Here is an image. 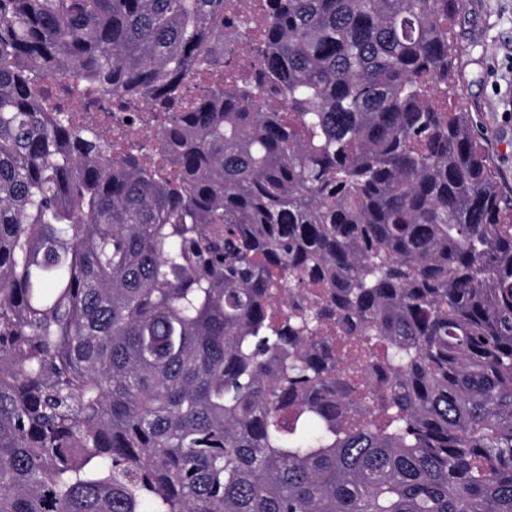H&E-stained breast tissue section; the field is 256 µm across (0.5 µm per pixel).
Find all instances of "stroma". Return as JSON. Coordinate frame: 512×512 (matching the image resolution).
<instances>
[{
  "mask_svg": "<svg viewBox=\"0 0 512 512\" xmlns=\"http://www.w3.org/2000/svg\"><path fill=\"white\" fill-rule=\"evenodd\" d=\"M451 110L468 113L503 194L512 199V0H460Z\"/></svg>",
  "mask_w": 512,
  "mask_h": 512,
  "instance_id": "obj_1",
  "label": "stroma"
}]
</instances>
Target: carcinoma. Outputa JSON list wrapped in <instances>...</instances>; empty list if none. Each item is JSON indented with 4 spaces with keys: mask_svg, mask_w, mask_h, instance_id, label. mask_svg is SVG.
Returning <instances> with one entry per match:
<instances>
[{
    "mask_svg": "<svg viewBox=\"0 0 512 512\" xmlns=\"http://www.w3.org/2000/svg\"><path fill=\"white\" fill-rule=\"evenodd\" d=\"M224 3L0 0V512H512L459 0ZM99 94L161 152L77 121ZM129 112H126L132 118V124L127 125L128 141L139 143L143 147L144 152H155L159 146L157 140L150 139L147 133L151 129H160L161 125L158 121L149 120L150 112L147 101L143 97H135L133 99Z\"/></svg>",
    "mask_w": 512,
    "mask_h": 512,
    "instance_id": "cac0c4a2",
    "label": "carcinoma"
}]
</instances>
